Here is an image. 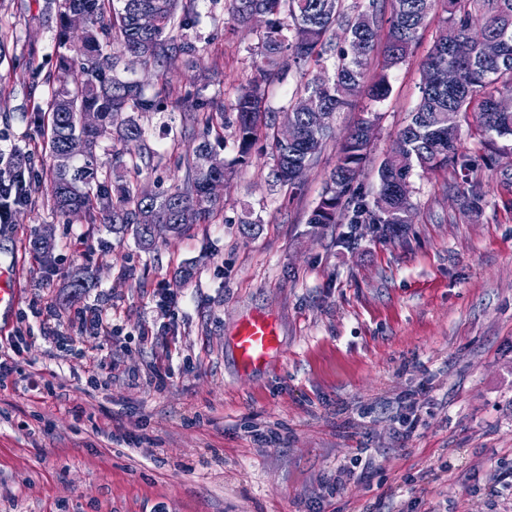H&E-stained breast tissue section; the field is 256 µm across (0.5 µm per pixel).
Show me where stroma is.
<instances>
[{"label": "stroma", "mask_w": 512, "mask_h": 512, "mask_svg": "<svg viewBox=\"0 0 512 512\" xmlns=\"http://www.w3.org/2000/svg\"><path fill=\"white\" fill-rule=\"evenodd\" d=\"M231 0H197L191 32L204 73L186 57L137 70L146 94L223 99L232 106L254 75L257 38L235 23ZM44 0H0V135L17 158L46 172L53 158L33 112L51 98L55 24ZM437 7L414 53L389 70L385 100L358 95L337 114L335 134L295 187L274 182L268 140L238 161L233 127L215 149L235 174L209 221L182 235L155 233L145 250L88 215L61 216L44 192L0 228V260L17 257L20 295L0 336L28 311L52 303L60 324L95 304L117 327L66 356L29 340L0 389V512H512V138L486 146L473 113L457 117L459 150L476 161L484 197L463 211L449 171L413 172L414 214L398 232L307 217L335 168L341 141L367 112L379 116L359 178L366 194L419 100L420 62L444 26ZM182 112L141 118L154 151L139 177L148 190L181 185L199 142ZM251 210L259 224L239 222ZM49 233L50 259L31 242ZM81 250H73L75 240ZM193 265L195 275L179 272ZM91 279L78 300L68 283ZM179 296L164 318L157 294ZM274 318L280 348L259 370L239 368L230 347L237 322ZM172 356L164 389L150 382ZM139 374L99 388L87 379L101 359ZM55 371L57 397L36 402L26 372ZM87 415L74 419V405ZM418 408L403 437L400 422ZM269 440L255 441V432ZM354 475H346L354 456Z\"/></svg>", "instance_id": "stroma-1"}]
</instances>
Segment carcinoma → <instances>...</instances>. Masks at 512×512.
<instances>
[{
    "instance_id": "cac0c4a2",
    "label": "carcinoma",
    "mask_w": 512,
    "mask_h": 512,
    "mask_svg": "<svg viewBox=\"0 0 512 512\" xmlns=\"http://www.w3.org/2000/svg\"><path fill=\"white\" fill-rule=\"evenodd\" d=\"M451 5L446 26L421 62L423 78L420 99L410 122L398 132L407 146L400 155H388L382 162L379 188L372 199L356 186L368 157L370 139L363 130L378 116L367 113L342 140L335 169L326 183L307 223L322 227L345 219L350 224H381L395 232L411 222L412 203L401 191V182L412 171L449 169L460 177L455 185L462 209H475L483 198L481 184L469 179L474 160L459 152L458 124H448V113L475 114L484 142L512 137V108L501 105L512 98V0H448ZM436 0H232V15L247 23L255 13L268 17L267 27L258 32L255 76L237 90L235 136L240 158L244 159L262 135L275 127L272 113L265 108L266 85L280 78L293 65L312 62L317 72L295 91L286 118L300 131V139L286 148L272 141L275 181L296 185L287 171L296 165L311 166L323 143L332 136L336 113L351 105L363 88L371 57L383 54V66L367 94L376 101L388 96L387 71L409 57ZM44 11L56 16L58 30L55 88L46 113H37L50 154L60 152L73 137L86 141L88 149L71 169L54 166L47 174L46 200L60 215L84 212L116 233L132 232L139 244H153L151 226L176 224L181 210L196 213L203 224L219 206L211 196L208 181L217 174L226 177L231 166L221 163L216 171H206L200 159L215 154L206 139L210 132L224 128V102L187 100L178 102L190 128L203 126V136L187 162L181 187L157 192L149 200L138 194V176L151 150L131 152L126 146L143 141L139 117L160 112L162 100L146 95L141 85L119 75V55H135L146 66H160L176 56L195 57L196 46L171 32L196 26V0H44ZM82 12L88 28L78 39L68 30L67 17ZM149 14L155 24L144 30L138 25L141 14ZM346 27L344 41L333 43L330 33ZM117 36L120 54L111 51ZM470 37L467 56L458 58L453 45ZM332 65H327V62ZM459 80L448 84V69ZM84 79L71 84L73 70ZM83 112H94L99 124L85 129L79 124ZM116 140L124 149L112 155V166L104 169L98 155L104 138Z\"/></svg>"
}]
</instances>
